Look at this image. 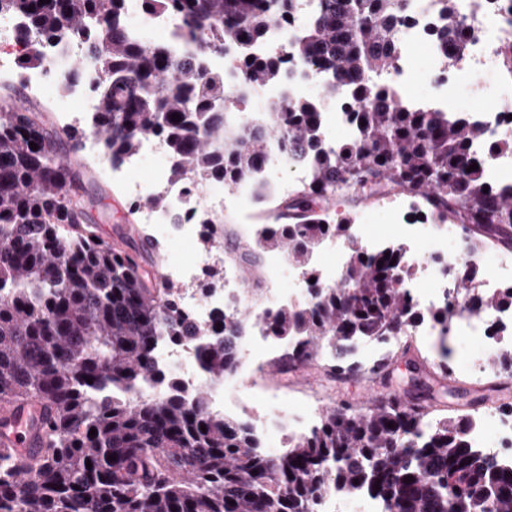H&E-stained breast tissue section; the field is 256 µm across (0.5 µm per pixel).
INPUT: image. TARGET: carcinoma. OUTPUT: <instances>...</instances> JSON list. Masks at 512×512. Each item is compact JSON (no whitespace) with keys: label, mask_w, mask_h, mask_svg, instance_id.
<instances>
[{"label":"carcinoma","mask_w":512,"mask_h":512,"mask_svg":"<svg viewBox=\"0 0 512 512\" xmlns=\"http://www.w3.org/2000/svg\"><path fill=\"white\" fill-rule=\"evenodd\" d=\"M140 2L145 14L179 21L176 42L134 36L126 0H0V14L26 20L20 67L45 65L49 48L85 47L97 98L92 128L112 164L158 138L176 156L174 181L232 187L252 176L274 219L258 248L287 250L310 279L313 245L347 229L328 223L321 207L338 181L366 198L399 187L440 221L474 229L484 245L512 239V192L486 182L485 158L474 152L486 130L440 110L387 104L389 87L376 76L400 53L405 0H317L307 29L277 56L255 44L298 0ZM433 2L441 54H463L455 0ZM230 49L244 97L286 77L290 53L328 74L329 93L368 103L349 113L356 139L323 149L321 112L302 99L272 103L266 121H229L216 109L224 74L203 58ZM268 127L309 159V183L289 202L267 196L259 175ZM58 141L57 129L25 109L0 113V402L37 396L53 411L34 458L0 452V512H320L332 492L366 495L384 512H512V461L469 445L470 416L431 418L387 394L365 413L326 410L286 452L269 454L246 423L213 413L205 392H182L158 369L157 343L195 341L202 372L219 377L236 366L240 325L217 312L197 329L174 286L155 287L133 257L78 221L83 183ZM398 258L393 246L354 248L347 287L314 282L309 304L271 315L269 333L288 340L282 362L305 366L328 352L329 371L344 376L359 372L347 356L357 340L383 341L426 316L448 328V308L423 312L401 288ZM454 278L469 293L479 272L461 268ZM500 307H512V284L468 302L477 314ZM326 336L336 337L327 350Z\"/></svg>","instance_id":"1"}]
</instances>
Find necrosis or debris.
Instances as JSON below:
<instances>
[{
  "mask_svg": "<svg viewBox=\"0 0 512 512\" xmlns=\"http://www.w3.org/2000/svg\"><path fill=\"white\" fill-rule=\"evenodd\" d=\"M460 6L468 33V48L462 59L451 66H443L435 44L428 41V30L434 24L430 0H408V21L400 28L401 54L397 67L385 81L391 89L390 103L397 108L437 109L480 122L486 129L488 141L479 143L478 153L487 155L484 177L498 187L512 186V152L490 153L491 141L512 133V72L502 64V49L506 39L512 38V0H484L481 8H471L469 0ZM313 0H302V9L289 21H275L268 27L259 46L260 53L274 54L291 43L311 17ZM426 45L429 64L419 68L413 49ZM481 72L485 82L474 84L471 77ZM348 97H340L321 104L322 141L333 149L352 141L356 135L348 121ZM276 160L267 161L262 170L265 183L274 185L285 194L296 184L307 183L309 177L306 158L296 156L286 142L275 141ZM155 159L151 179L133 180L131 174L142 164L143 157H130L123 169L116 171L127 194L141 199L156 194L167 201L163 208H145L141 211L143 223L166 230L172 239H196L199 215L214 214L216 210L249 208L252 197L246 191L247 181H240L229 194L207 193L193 189L186 183L170 181L169 172L175 160L159 141L148 140L144 155ZM395 233L373 236L367 231L368 214L354 218L349 237L333 239L332 243L314 250L312 260L323 288L341 287L346 270V259L352 245L373 252L384 243L397 244L401 250V267L414 271L411 279H403L405 288L418 308L428 310L447 307L451 322L449 335L458 341L494 342L497 351L512 352V308L488 310L476 315L469 311L464 300L453 293L451 270L470 266L480 273L481 292L493 293L512 284V257L500 256L495 269H487L482 251L469 248L458 239L454 225L437 222L433 216L414 204L393 198L384 205ZM182 213L181 223H174L175 213ZM209 254L197 252L192 263H173L167 267L168 278L181 284L180 307L199 327H207L215 311L232 315L238 309L239 278L236 272L224 274V288L206 296H198L190 286L195 269L209 265ZM285 264L282 255L268 258L265 266L267 283L266 307L263 314L251 318L255 334L249 347L239 352V359L265 360L277 355L285 347L282 339L268 334L269 314L283 306H301L310 300V284L281 286L280 278ZM156 360L170 376L186 387L206 388L209 406L218 412L243 415L262 446L279 445L283 435L299 436L310 431L315 416L307 408H286L282 399L273 397L258 400L250 393L235 389L240 370L225 372L223 378L210 380L200 370L195 348L188 343L160 341ZM471 447L500 460H512V415L493 410L474 420L468 430Z\"/></svg>",
  "mask_w": 512,
  "mask_h": 512,
  "instance_id": "1",
  "label": "necrosis or debris"
}]
</instances>
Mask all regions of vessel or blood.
Wrapping results in <instances>:
<instances>
[{"mask_svg": "<svg viewBox=\"0 0 512 512\" xmlns=\"http://www.w3.org/2000/svg\"><path fill=\"white\" fill-rule=\"evenodd\" d=\"M49 416L47 404L35 397L6 406L0 447L13 451L20 459H30L39 450L42 428Z\"/></svg>", "mask_w": 512, "mask_h": 512, "instance_id": "obj_1", "label": "vessel or blood"}]
</instances>
